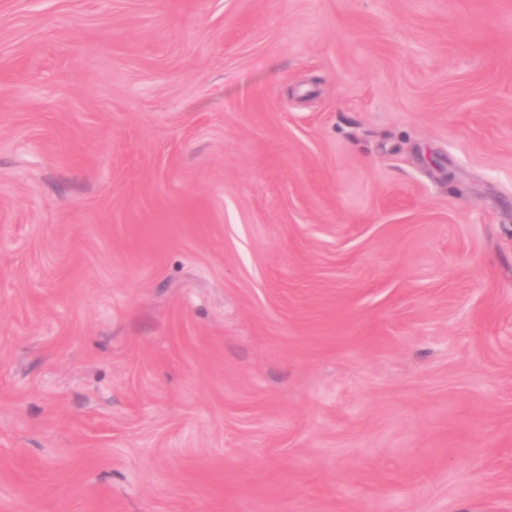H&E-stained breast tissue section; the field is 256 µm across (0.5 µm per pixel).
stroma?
<instances>
[{
	"mask_svg": "<svg viewBox=\"0 0 512 512\" xmlns=\"http://www.w3.org/2000/svg\"><path fill=\"white\" fill-rule=\"evenodd\" d=\"M0 512H512V0H0Z\"/></svg>",
	"mask_w": 512,
	"mask_h": 512,
	"instance_id": "1",
	"label": "stroma"
}]
</instances>
